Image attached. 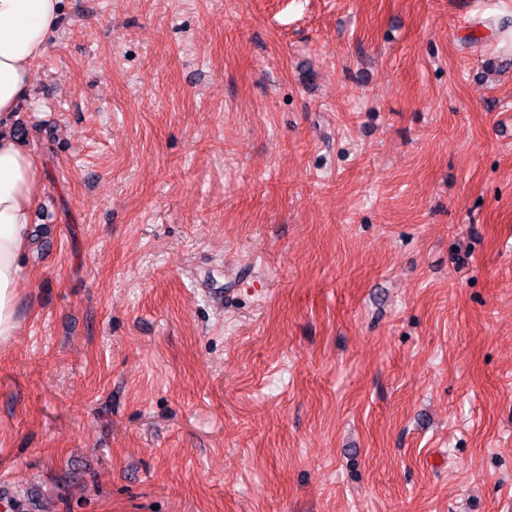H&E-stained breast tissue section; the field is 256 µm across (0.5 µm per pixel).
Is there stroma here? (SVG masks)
Wrapping results in <instances>:
<instances>
[{"label":"stroma","instance_id":"obj_1","mask_svg":"<svg viewBox=\"0 0 512 512\" xmlns=\"http://www.w3.org/2000/svg\"><path fill=\"white\" fill-rule=\"evenodd\" d=\"M0 512H512V0H63Z\"/></svg>","mask_w":512,"mask_h":512}]
</instances>
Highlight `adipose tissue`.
Instances as JSON below:
<instances>
[{
    "mask_svg": "<svg viewBox=\"0 0 512 512\" xmlns=\"http://www.w3.org/2000/svg\"><path fill=\"white\" fill-rule=\"evenodd\" d=\"M63 0H0V116L14 111L28 90L33 64L58 29ZM42 178L26 146L0 134V344L19 327L21 257Z\"/></svg>",
    "mask_w": 512,
    "mask_h": 512,
    "instance_id": "obj_1",
    "label": "adipose tissue"
}]
</instances>
